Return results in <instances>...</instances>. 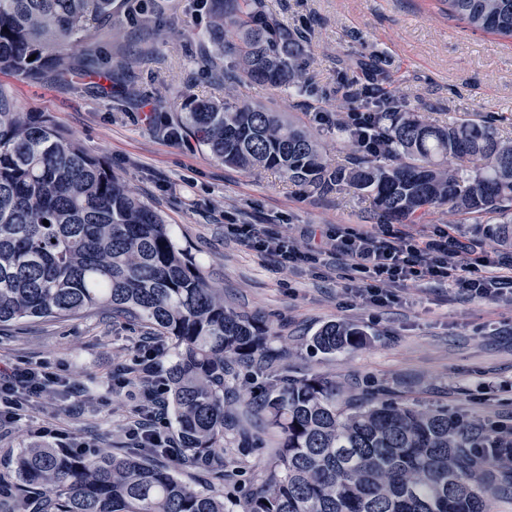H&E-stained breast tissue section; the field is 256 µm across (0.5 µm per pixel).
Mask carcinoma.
Instances as JSON below:
<instances>
[{"label":"carcinoma","instance_id":"obj_1","mask_svg":"<svg viewBox=\"0 0 512 512\" xmlns=\"http://www.w3.org/2000/svg\"><path fill=\"white\" fill-rule=\"evenodd\" d=\"M448 19L512 40V0H438ZM115 0H0V72L61 81L87 70L69 53L73 38L112 15ZM206 63L224 75L230 61L247 81L306 90V39L264 0H208ZM34 60H29V57ZM361 113L381 165L358 146L355 128L336 126L355 153L328 167L310 132L275 112L189 97L180 127L213 157L241 168L278 171L313 193H367L385 224H415L446 208L487 217L503 234L512 224V139L496 117L436 125L389 89L385 71L367 67ZM451 157L457 166L443 164ZM49 225H43V221ZM110 314L172 340L166 372L177 442L192 463L224 468L227 359L255 366L266 337L250 317L224 308L175 245L160 216L70 140L41 112H25L0 92V327ZM365 334L343 322L312 337L323 354L353 350ZM249 411L279 433L264 475L249 482L239 512H493L498 471L512 472V445L488 460L472 452L483 429L445 410L426 411L365 392L343 396L330 380L290 376L260 384ZM0 512H234L224 495L198 490L152 464L154 448L89 454L35 445L3 449Z\"/></svg>","mask_w":512,"mask_h":512}]
</instances>
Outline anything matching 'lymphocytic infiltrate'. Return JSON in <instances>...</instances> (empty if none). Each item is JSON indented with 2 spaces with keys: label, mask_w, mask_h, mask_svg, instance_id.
Masks as SVG:
<instances>
[{
  "label": "lymphocytic infiltrate",
  "mask_w": 512,
  "mask_h": 512,
  "mask_svg": "<svg viewBox=\"0 0 512 512\" xmlns=\"http://www.w3.org/2000/svg\"><path fill=\"white\" fill-rule=\"evenodd\" d=\"M228 230L247 250L276 255L281 266L288 269L301 261L319 262L326 251L344 256L353 269L367 278L357 288V295L373 300L382 297L384 288H395L413 279L446 283L478 298L500 296L502 285L512 284V260L482 268L465 263L458 258L456 241L444 231L425 237L380 224L370 229L339 226L320 236L310 225L304 228V237L317 236L321 242L303 250L294 240L271 232L263 224H232ZM137 364L139 373L134 385L140 396L138 409L147 415L140 437L161 455L177 459L169 434L168 404L157 352L141 349ZM61 382V377L41 366L1 370L0 422L19 421L24 403L43 398Z\"/></svg>",
  "instance_id": "obj_1"
}]
</instances>
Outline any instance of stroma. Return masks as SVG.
Wrapping results in <instances>:
<instances>
[{"mask_svg":"<svg viewBox=\"0 0 512 512\" xmlns=\"http://www.w3.org/2000/svg\"><path fill=\"white\" fill-rule=\"evenodd\" d=\"M278 17L307 37L309 88L300 96L234 79L217 82L205 63L206 9L196 0H163L165 16L142 24L135 17L153 0H116L98 37L89 76L62 83L53 75L32 82L0 74V90L28 112L49 114L68 138L102 158L114 177L168 225L214 287L226 308L254 318L267 334L264 372L231 364L226 386L224 478L157 457L200 490L234 496L258 478L278 447L274 431L250 416L244 396L257 384L317 374L347 392L382 389L420 409H444L487 427L512 426V303L472 298L459 289L412 280L379 304L351 292L362 273L341 257L318 266L282 269L271 255L244 248L229 222L265 224L297 235L302 225L376 223L369 197L351 191L312 195L268 169L242 170L215 159L190 136L165 130L185 95H216L234 104L262 105L304 122L329 165H344L351 150L333 124L336 96L377 61L393 89L429 121L471 112L502 116L499 130L512 138V43L447 19L434 0H267ZM126 68L109 93L102 69L118 58ZM133 95H125V87ZM156 104L152 122L141 119L142 100ZM464 243V261L512 256V240L495 224H452L447 212L428 216L420 230L441 228ZM330 322L366 334L358 349L336 355L314 351L311 339ZM146 329L99 316L25 321L0 328V368L41 364L70 380L65 394L28 404L22 419L0 426V448L29 446L33 426L49 423L97 448L129 449L133 394L111 395L112 374L131 368Z\"/></svg>","mask_w":512,"mask_h":512,"instance_id":"stroma-1","label":"stroma"}]
</instances>
